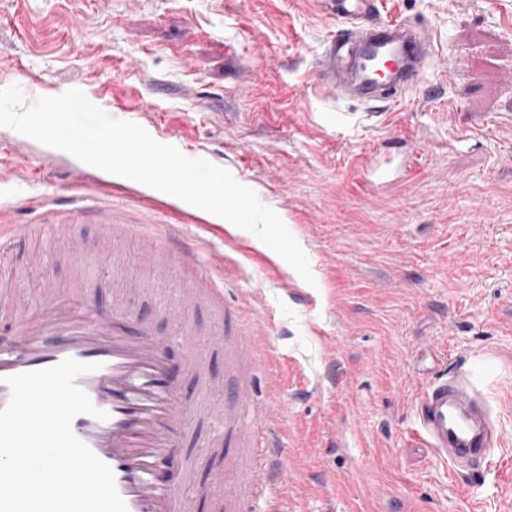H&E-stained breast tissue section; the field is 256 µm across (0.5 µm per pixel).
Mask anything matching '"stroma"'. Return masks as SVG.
<instances>
[{
    "label": "stroma",
    "instance_id": "35a3bbf8",
    "mask_svg": "<svg viewBox=\"0 0 512 512\" xmlns=\"http://www.w3.org/2000/svg\"><path fill=\"white\" fill-rule=\"evenodd\" d=\"M378 20L422 28L437 65L387 108L324 89L316 60L343 26L317 0H0V89L71 88L156 141L227 169L273 209L305 251L314 284L267 245L203 210L0 127V222L37 224L73 199L113 198L129 224H180L224 257V310L187 311L205 367H186L164 307L168 286L126 238L134 310L168 345L195 406L170 483L207 490L247 469L210 445L206 379L229 380L224 336L261 334L270 351L252 400L281 426L285 512H512V8L499 0H380ZM345 121H337V113ZM416 165L369 196L359 158ZM50 256L49 276L31 274ZM112 305V279L88 284L42 234L0 269V303L44 286ZM468 376L502 440L494 464L457 470L416 435V404L448 373Z\"/></svg>",
    "mask_w": 512,
    "mask_h": 512
}]
</instances>
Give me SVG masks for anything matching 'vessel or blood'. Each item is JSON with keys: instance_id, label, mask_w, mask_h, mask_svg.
Returning a JSON list of instances; mask_svg holds the SVG:
<instances>
[{"instance_id": "b4317fda", "label": "vessel or blood", "mask_w": 512, "mask_h": 512, "mask_svg": "<svg viewBox=\"0 0 512 512\" xmlns=\"http://www.w3.org/2000/svg\"><path fill=\"white\" fill-rule=\"evenodd\" d=\"M327 2L348 31L327 42L318 57L324 86L347 99L400 101L435 56L433 43L404 22L374 21L378 0ZM60 224H100L116 242L129 230L115 218L108 200L50 210L44 228ZM141 247L148 254L176 256L184 272L200 266V243L185 238L175 224L150 225ZM63 255L81 274H97L112 265L109 254L76 243L68 244ZM0 318L10 321L12 334L0 344V408L11 397L5 377L67 358L97 364V371L80 376L77 384L108 417L77 415L71 423L74 435L112 469L127 512H194L191 497L165 477L191 408L172 380L166 348L148 321L120 299H113L111 311L101 313L83 298L55 288L44 289L34 306L0 309ZM228 344V363L239 379L225 390L223 403L210 410L219 430L214 445L251 446L252 433L258 430L263 447L279 451L272 433L273 410L251 403V373L259 355L252 341L233 336ZM417 422L418 434L452 464L491 465L490 450L500 437L467 377L456 375L429 385L417 402ZM249 467V485L228 482L218 491L219 512H281L277 504L262 502L271 478L266 459L252 456Z\"/></svg>"}]
</instances>
